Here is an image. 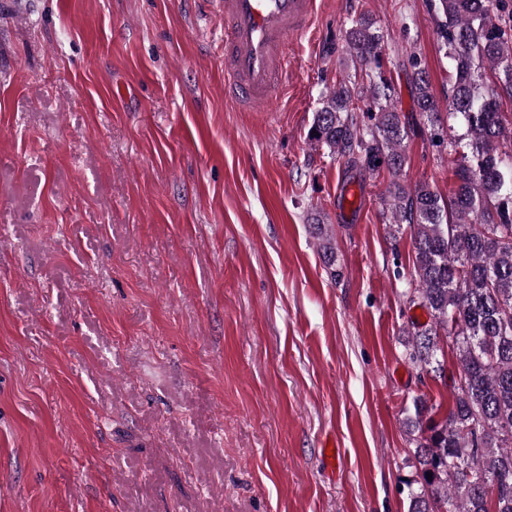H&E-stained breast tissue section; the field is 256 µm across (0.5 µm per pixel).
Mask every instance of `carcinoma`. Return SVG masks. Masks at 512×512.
Instances as JSON below:
<instances>
[{"label":"carcinoma","instance_id":"1","mask_svg":"<svg viewBox=\"0 0 512 512\" xmlns=\"http://www.w3.org/2000/svg\"><path fill=\"white\" fill-rule=\"evenodd\" d=\"M505 0H428L439 46L453 67L448 116L458 130L444 135L428 74L407 55L415 101L432 140L448 142L457 183L442 198L426 183L399 182L407 128L392 103L383 71L384 35L367 18L353 22L346 41L354 75L322 100L307 138L346 163L385 168L391 224L410 228L413 267L409 306L431 322L408 323V360L427 375L446 377L439 337L451 339L457 373L452 404L419 397L406 427L421 465L420 486L408 492L409 512H512V118L499 109L486 71L512 88V24L494 15ZM318 135H313V132ZM318 225L331 279L332 236ZM432 477H427V474Z\"/></svg>","mask_w":512,"mask_h":512}]
</instances>
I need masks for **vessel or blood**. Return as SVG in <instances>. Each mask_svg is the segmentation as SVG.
<instances>
[{
  "instance_id": "vessel-or-blood-1",
  "label": "vessel or blood",
  "mask_w": 512,
  "mask_h": 512,
  "mask_svg": "<svg viewBox=\"0 0 512 512\" xmlns=\"http://www.w3.org/2000/svg\"><path fill=\"white\" fill-rule=\"evenodd\" d=\"M224 13V92L263 112L288 72V44L312 25L317 0H212Z\"/></svg>"
}]
</instances>
